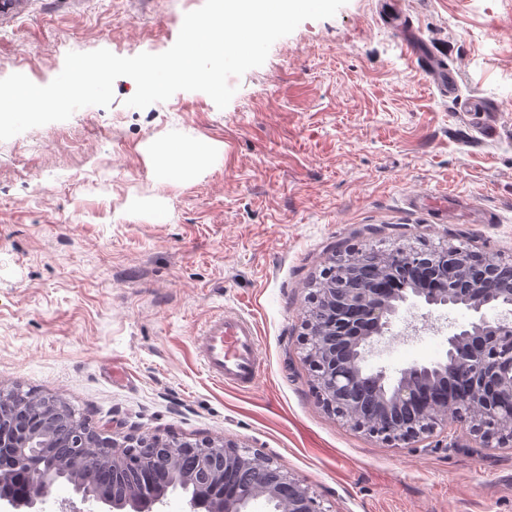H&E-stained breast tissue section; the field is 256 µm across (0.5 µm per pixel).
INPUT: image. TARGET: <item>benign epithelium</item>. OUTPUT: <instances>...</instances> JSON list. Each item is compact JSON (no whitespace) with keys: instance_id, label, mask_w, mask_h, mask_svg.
Here are the masks:
<instances>
[{"instance_id":"1","label":"benign epithelium","mask_w":512,"mask_h":512,"mask_svg":"<svg viewBox=\"0 0 512 512\" xmlns=\"http://www.w3.org/2000/svg\"><path fill=\"white\" fill-rule=\"evenodd\" d=\"M363 252L349 249L331 259L317 288L300 344L315 393L324 408L354 429L391 445L421 441L452 420L478 435L487 447L512 446V262L466 245L399 247L379 252L378 277L359 279ZM464 308L471 319L448 335L444 357L414 363L393 379L382 370L364 369L366 357L390 329L405 305ZM495 314L487 316L486 311ZM462 362L470 366L466 400L446 392L448 378ZM48 412L34 395L10 400L0 394V487L19 474L26 495L0 493V512L35 504L65 477L82 500L106 512H162L167 489L181 486L187 512H251L258 500L280 502L278 512H325L317 496L272 462L233 443L181 442L121 434L74 419L55 429L40 422ZM151 448V464L165 483L134 487L119 499L105 490L85 488L99 467L121 471L142 462L139 450ZM185 449L197 453L194 472L180 467ZM250 468L253 483L224 494L226 469Z\"/></svg>"}]
</instances>
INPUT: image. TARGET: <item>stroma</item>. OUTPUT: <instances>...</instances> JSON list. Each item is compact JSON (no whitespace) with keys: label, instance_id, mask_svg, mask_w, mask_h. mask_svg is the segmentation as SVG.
Wrapping results in <instances>:
<instances>
[{"label":"stroma","instance_id":"1","mask_svg":"<svg viewBox=\"0 0 512 512\" xmlns=\"http://www.w3.org/2000/svg\"><path fill=\"white\" fill-rule=\"evenodd\" d=\"M0 13V78L50 83L68 52L158 54L204 0H22ZM457 75L442 96L427 66ZM217 108L180 91L0 141V392L52 396L91 425L234 442L327 512H512V447L456 428L393 447L327 411L303 362L308 297L351 248L468 245L512 259V0H348L277 40ZM222 151L185 180L151 148ZM446 193L434 213L421 199ZM253 320L261 372L214 381L194 348L217 310ZM464 309L402 313L370 356L442 358Z\"/></svg>","mask_w":512,"mask_h":512}]
</instances>
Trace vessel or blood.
I'll use <instances>...</instances> for the list:
<instances>
[{
  "label": "vessel or blood",
  "instance_id": "b4317fda",
  "mask_svg": "<svg viewBox=\"0 0 512 512\" xmlns=\"http://www.w3.org/2000/svg\"><path fill=\"white\" fill-rule=\"evenodd\" d=\"M203 367L213 380L240 389L260 375L258 336L253 321L242 315H219L197 339Z\"/></svg>",
  "mask_w": 512,
  "mask_h": 512
}]
</instances>
